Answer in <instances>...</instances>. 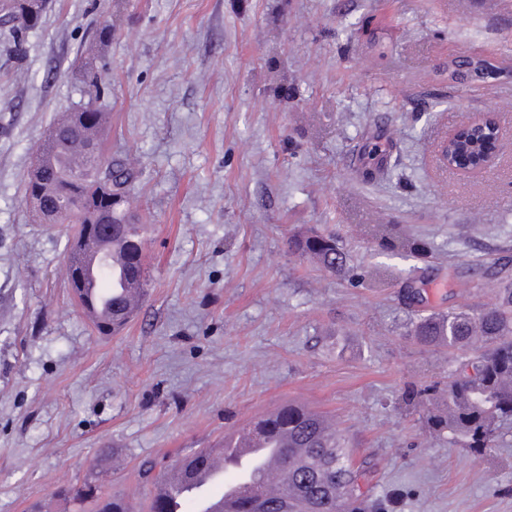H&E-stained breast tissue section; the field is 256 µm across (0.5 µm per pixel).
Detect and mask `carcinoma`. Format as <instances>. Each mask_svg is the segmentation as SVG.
Instances as JSON below:
<instances>
[{
	"instance_id": "obj_1",
	"label": "carcinoma",
	"mask_w": 512,
	"mask_h": 512,
	"mask_svg": "<svg viewBox=\"0 0 512 512\" xmlns=\"http://www.w3.org/2000/svg\"><path fill=\"white\" fill-rule=\"evenodd\" d=\"M44 8L45 0H13L0 14V24L8 28L9 54L21 56L27 34L39 23ZM83 77L91 99L67 112V127L51 126L46 137H73L101 120L104 111L97 102L109 84L90 61L84 65ZM389 151V146L379 142L365 144L359 161L366 180L390 173L385 165ZM53 162L54 167L40 175L29 174L25 198L38 200L40 211L55 215L58 224L112 225V241L120 243L125 252V281L146 288L143 241L140 228L133 227L137 219L127 166L108 158L101 166H92L80 177L72 178L70 155L59 152ZM363 233L383 251L428 253L422 241L402 235L396 224H367ZM288 250L330 275L351 274L347 253L333 234L312 227L299 229L289 235ZM122 291V286L112 283L111 319L117 330L124 328L129 319ZM408 335L429 347L474 351L473 358L462 363L448 381L447 390L427 398L418 392L415 399L423 407L422 419L430 435H446L475 455L486 454L498 441L501 422L512 420V281L498 282L494 304L423 316L411 322ZM285 429L297 434L298 445L307 449L308 456L307 464L290 468L284 475L286 485L297 490L296 502L288 504V512H308L300 501L310 499L326 504V512H368L371 499L361 490V474L354 468L345 437L317 431L292 408L268 425L266 435L275 442ZM64 492L78 502L95 501L97 512H133L125 496L114 494L102 500L89 481Z\"/></svg>"
}]
</instances>
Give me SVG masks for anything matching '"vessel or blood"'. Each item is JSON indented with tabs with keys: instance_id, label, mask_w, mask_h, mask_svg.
I'll use <instances>...</instances> for the list:
<instances>
[{
	"instance_id": "b4317fda",
	"label": "vessel or blood",
	"mask_w": 512,
	"mask_h": 512,
	"mask_svg": "<svg viewBox=\"0 0 512 512\" xmlns=\"http://www.w3.org/2000/svg\"><path fill=\"white\" fill-rule=\"evenodd\" d=\"M120 258V246L97 238H88L82 245L81 257L93 264L102 253ZM235 446L207 449L208 463L191 477L173 471L165 474L158 486L164 493L171 512H182L185 504H194L197 512H232L237 501L253 492L277 501L288 498L283 473L288 467L289 436H282L278 447H270L259 432L232 433Z\"/></svg>"
}]
</instances>
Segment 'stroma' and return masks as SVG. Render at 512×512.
<instances>
[{
  "mask_svg": "<svg viewBox=\"0 0 512 512\" xmlns=\"http://www.w3.org/2000/svg\"><path fill=\"white\" fill-rule=\"evenodd\" d=\"M47 4L22 63L0 31V512H82L55 491L87 480L145 501L141 462L175 463L295 399L334 416L386 512H512V425L477 456L405 402L471 356L417 343L410 321L494 303L480 271L512 252V0ZM103 25L105 148L132 173L148 278L114 335L72 299L74 225L39 223L24 200L45 129L89 98L79 66ZM461 55L498 75L449 81ZM486 112L500 158L441 169L438 139ZM370 135L391 145V175L366 182ZM365 224L430 253L377 251ZM301 227L391 280L355 287L291 255Z\"/></svg>",
  "mask_w": 512,
  "mask_h": 512,
  "instance_id": "stroma-1",
  "label": "stroma"
}]
</instances>
